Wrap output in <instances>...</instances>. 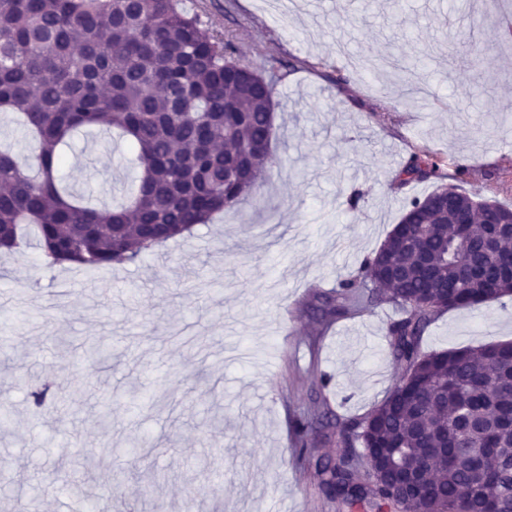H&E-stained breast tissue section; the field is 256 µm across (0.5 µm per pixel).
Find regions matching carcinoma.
I'll return each mask as SVG.
<instances>
[{"label":"carcinoma","mask_w":512,"mask_h":512,"mask_svg":"<svg viewBox=\"0 0 512 512\" xmlns=\"http://www.w3.org/2000/svg\"><path fill=\"white\" fill-rule=\"evenodd\" d=\"M380 66L429 70L424 57ZM233 41L189 14L181 0H0V115L30 146L29 160L0 148V248L18 253L33 234L44 267L134 263L146 250L237 205L256 174L280 163L273 84L254 75ZM470 92L476 130L498 122ZM86 128L129 141L134 188L101 210L63 185L64 149ZM428 150L399 171L402 185L438 176ZM440 187L406 202L380 248L328 292L309 317L324 326L356 306L389 303L402 314L388 329L396 384L367 415L340 421L319 403L293 419L299 458L314 463L327 495L358 512H512V458L488 466L479 449L512 448V341L423 354L420 336L448 309L512 298V230L481 225L460 237L435 207ZM57 387L30 393L40 411ZM354 463L336 464L310 446L317 433ZM434 465L418 500L395 476Z\"/></svg>","instance_id":"cac0c4a2"}]
</instances>
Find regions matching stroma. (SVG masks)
<instances>
[{"label":"stroma","instance_id":"obj_1","mask_svg":"<svg viewBox=\"0 0 512 512\" xmlns=\"http://www.w3.org/2000/svg\"><path fill=\"white\" fill-rule=\"evenodd\" d=\"M233 35L241 56L275 84L278 165L235 207L132 264L43 272L39 251L0 256V483L29 512H67L66 479L83 478L92 502L126 512H349L327 500L314 469L295 456L291 421L319 389L343 419L370 413L394 385L389 325L398 310L357 306L322 329L306 307L375 252L406 201L439 179L399 184L416 149L440 166L512 173V44L496 24L500 0L473 14L446 0H405L403 21L367 0H297L279 22L261 0H181ZM492 45L482 68L467 38ZM377 59H432L426 103L399 99L390 73L337 67L338 46ZM504 125L477 135L465 103L479 73ZM123 141L76 138L59 170L97 199L132 184ZM360 193L357 209L347 203ZM69 337L66 346L55 337ZM87 341L112 346L111 366L82 357ZM512 341V299L443 312L421 336L430 353ZM78 378V405L29 408L46 375ZM149 447L137 448L138 439Z\"/></svg>","mask_w":512,"mask_h":512}]
</instances>
